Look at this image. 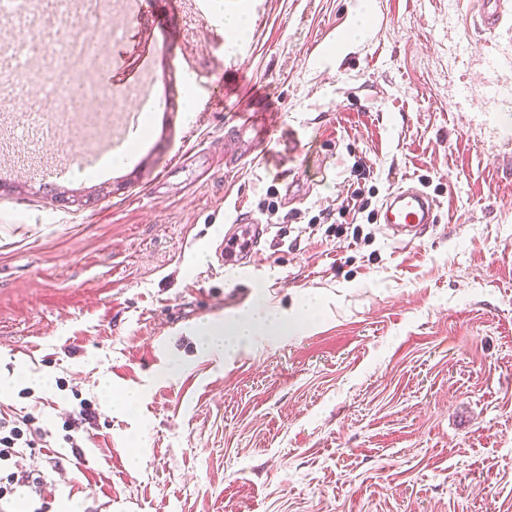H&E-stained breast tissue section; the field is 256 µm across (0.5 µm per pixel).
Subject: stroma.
<instances>
[{
    "instance_id": "stroma-1",
    "label": "stroma",
    "mask_w": 512,
    "mask_h": 512,
    "mask_svg": "<svg viewBox=\"0 0 512 512\" xmlns=\"http://www.w3.org/2000/svg\"><path fill=\"white\" fill-rule=\"evenodd\" d=\"M99 0L81 75L131 85L117 125L55 121L28 141L0 86V411L33 414L46 447L0 464L44 480L73 512H512V0L501 28L449 0ZM369 31L339 44L360 12ZM159 48L156 94L134 85ZM295 130L228 172L224 138L245 104ZM148 112L123 163L50 176ZM380 208L405 180L441 220L399 244L358 217L326 225L356 183ZM277 214L248 281L212 266L237 208ZM94 197L62 208L57 193ZM245 286L253 303L240 305ZM283 317L229 352L211 326L250 309ZM93 417L76 443L80 400Z\"/></svg>"
}]
</instances>
